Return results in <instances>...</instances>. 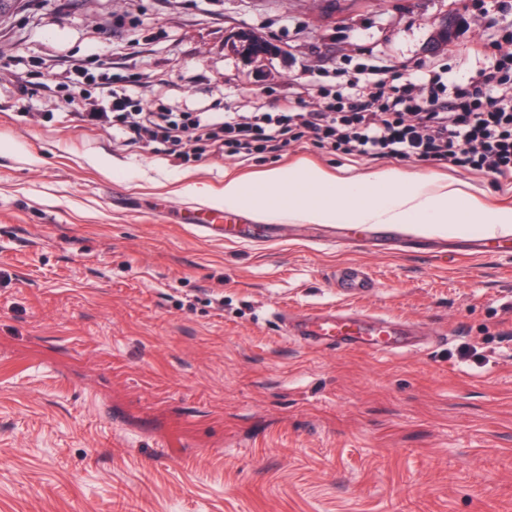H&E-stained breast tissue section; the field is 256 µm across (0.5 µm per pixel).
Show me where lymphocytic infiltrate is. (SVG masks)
Returning <instances> with one entry per match:
<instances>
[{
  "label": "lymphocytic infiltrate",
  "instance_id": "obj_1",
  "mask_svg": "<svg viewBox=\"0 0 512 512\" xmlns=\"http://www.w3.org/2000/svg\"><path fill=\"white\" fill-rule=\"evenodd\" d=\"M442 74L428 89L412 80L367 96L332 95L317 112H160L111 86L82 113L83 121L143 142L179 163L211 155L250 159L311 136L326 152L363 158L433 161L512 178V76L482 71L472 87L445 99Z\"/></svg>",
  "mask_w": 512,
  "mask_h": 512
}]
</instances>
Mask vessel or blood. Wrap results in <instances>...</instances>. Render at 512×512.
I'll list each match as a JSON object with an SVG mask.
<instances>
[{
  "instance_id": "obj_1",
  "label": "vessel or blood",
  "mask_w": 512,
  "mask_h": 512,
  "mask_svg": "<svg viewBox=\"0 0 512 512\" xmlns=\"http://www.w3.org/2000/svg\"><path fill=\"white\" fill-rule=\"evenodd\" d=\"M340 293L352 297L366 294L373 286L364 269L349 265L336 274ZM287 335L301 337L310 344L360 348L373 354L406 350L414 333L412 326L382 315L345 310H312L283 316Z\"/></svg>"
}]
</instances>
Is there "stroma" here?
I'll return each instance as SVG.
<instances>
[{
	"mask_svg": "<svg viewBox=\"0 0 512 512\" xmlns=\"http://www.w3.org/2000/svg\"><path fill=\"white\" fill-rule=\"evenodd\" d=\"M241 28L275 52L230 51ZM511 33L512 0H25L0 24V512H512V250L190 221L225 173L298 159L431 172L509 206L512 181L308 138L179 165L66 103L108 77L175 112H275L361 64L366 89L429 62L466 85L492 62L474 45ZM348 262L369 293L339 294ZM328 307L425 341L380 357L284 333L283 313Z\"/></svg>",
	"mask_w": 512,
	"mask_h": 512,
	"instance_id": "obj_1",
	"label": "stroma"
}]
</instances>
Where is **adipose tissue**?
I'll list each match as a JSON object with an SVG mask.
<instances>
[{"label": "adipose tissue", "mask_w": 512, "mask_h": 512, "mask_svg": "<svg viewBox=\"0 0 512 512\" xmlns=\"http://www.w3.org/2000/svg\"><path fill=\"white\" fill-rule=\"evenodd\" d=\"M225 208L274 219L291 215L315 224H478L512 233V208L492 207L433 174L384 168L355 178L300 161L253 178L225 176Z\"/></svg>", "instance_id": "ef3b65f1"}]
</instances>
